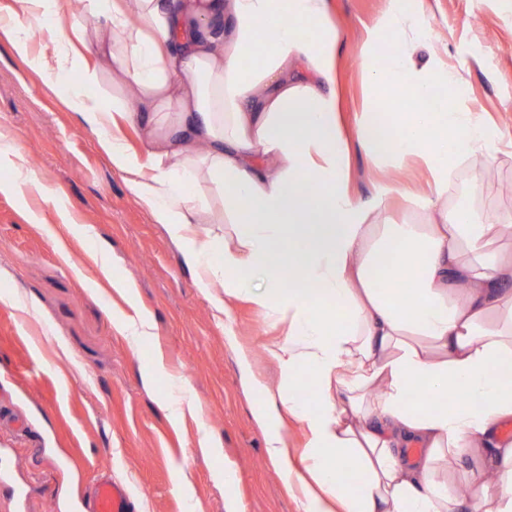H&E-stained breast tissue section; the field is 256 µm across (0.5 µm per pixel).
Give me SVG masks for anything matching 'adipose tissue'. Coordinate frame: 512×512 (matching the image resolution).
Here are the masks:
<instances>
[{
    "label": "adipose tissue",
    "instance_id": "obj_1",
    "mask_svg": "<svg viewBox=\"0 0 512 512\" xmlns=\"http://www.w3.org/2000/svg\"><path fill=\"white\" fill-rule=\"evenodd\" d=\"M89 9L92 22L67 23L59 0H15L0 27L24 54L30 26L54 20L33 66L53 78L81 69V84L66 88L69 109L181 244L197 288L218 311L242 300L282 326L268 353L283 394L252 378L247 352L240 367L274 465L288 467V417L306 424L302 512H512V441L501 435L512 420V250L502 244L512 212L448 205L456 166L470 156L495 163L500 133L452 96L418 109L462 80L422 0H386L360 48L369 97L348 124L330 0H91ZM263 19L274 24L264 40ZM124 121L143 152L127 146ZM355 146L375 163H419L426 189L381 176L359 196ZM2 160L13 168L6 190L47 194L1 133ZM217 199L224 234L198 240L192 228L213 223ZM397 199L398 224L386 217ZM303 374L319 391L296 392ZM452 392L459 404L439 408ZM349 465L366 475L360 489L343 478ZM452 467L473 489L467 501L448 488Z\"/></svg>",
    "mask_w": 512,
    "mask_h": 512
}]
</instances>
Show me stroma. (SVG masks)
<instances>
[{
  "label": "stroma",
  "mask_w": 512,
  "mask_h": 512,
  "mask_svg": "<svg viewBox=\"0 0 512 512\" xmlns=\"http://www.w3.org/2000/svg\"><path fill=\"white\" fill-rule=\"evenodd\" d=\"M448 63L465 79L462 103L512 144V10L502 0H426ZM385 0H332L344 41L336 83L344 118L366 98L359 49ZM0 133L49 195L0 192V512H74L103 474L127 489L133 512H300V492L264 451L243 385L238 348L271 393L281 373L265 347L281 326L234 302L217 312L195 286L178 246L113 169L95 133L67 106L62 85L32 69L0 31ZM71 223H60L56 202ZM449 205L512 210V155L489 165L475 157L458 170ZM115 262L99 267V246ZM71 261L63 263L59 248ZM134 282V300L113 279ZM34 308L28 317L14 299ZM149 310L153 338L133 346L117 320ZM233 331L236 345L225 340ZM155 385L143 374L153 362ZM188 386L195 413L172 421L167 396ZM218 443L199 448L202 434ZM236 474L233 489L224 471ZM26 489L15 501L17 489Z\"/></svg>",
  "instance_id": "stroma-1"
}]
</instances>
